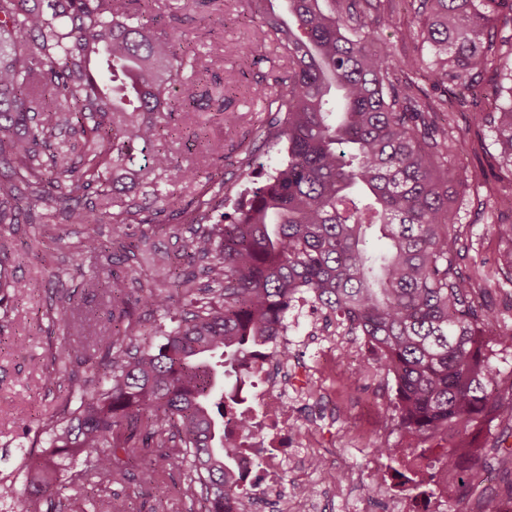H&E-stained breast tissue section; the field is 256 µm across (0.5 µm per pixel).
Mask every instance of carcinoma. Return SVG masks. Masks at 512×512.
Segmentation results:
<instances>
[{"label":"carcinoma","instance_id":"carcinoma-1","mask_svg":"<svg viewBox=\"0 0 512 512\" xmlns=\"http://www.w3.org/2000/svg\"><path fill=\"white\" fill-rule=\"evenodd\" d=\"M0 0V224H101L84 203L123 178L153 189L162 180H194L163 147L166 126L150 118L186 112L199 96L198 77L181 49L178 26L156 31L149 0ZM246 0L260 20L248 46L225 54L265 57L267 41L288 69L263 94L269 119L244 139L240 164L259 144L284 143L286 157L223 223L208 191L177 210L191 226L181 260L207 261L185 273L172 257L153 263L158 280L142 275L124 228L143 224L140 208L111 213L112 236L92 232L70 243L73 261L94 252L126 264L91 287L112 300L111 325L95 361L80 345L62 347L50 379L65 380L69 397L38 427V452L19 466L28 489L25 512L53 510L67 486L99 496L138 476L159 512L176 490L224 512L234 497L251 512L254 497L233 474L239 446L224 431L227 377L247 375L252 352L287 333L288 311L305 300L325 322L360 336L393 379V411L411 452L435 457L416 472L427 493L448 474V495L468 490L458 460L474 458L473 430L485 419L512 429V384L493 394L499 370L490 350L505 339L491 328L495 312L473 298L486 281L482 266H462L452 204L457 178L448 174L455 138L439 122L448 101L412 75L508 101L489 124L498 168L512 175V85L480 88L493 72L512 81V60L496 54L497 37L512 29V0H419L420 26L400 32L428 45L429 59L399 62L376 47L391 24L376 0H286V14ZM28 285L0 266V309ZM175 322L160 343L140 347L138 311ZM443 452L425 444L442 436ZM84 457V468L60 480V460Z\"/></svg>","mask_w":512,"mask_h":512}]
</instances>
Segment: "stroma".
I'll list each match as a JSON object with an SVG mask.
<instances>
[{
  "label": "stroma",
  "instance_id": "1",
  "mask_svg": "<svg viewBox=\"0 0 512 512\" xmlns=\"http://www.w3.org/2000/svg\"><path fill=\"white\" fill-rule=\"evenodd\" d=\"M245 0H216L209 8L204 22L186 26V51L196 54L202 63L211 65L221 80L235 85V102L240 116L234 126H227L217 115L209 97H202L196 110L175 112L178 126L205 125L208 140L204 144L186 147L185 137L166 139L165 147L178 157L182 165L196 168L200 176L192 182H177L167 187L170 205L190 204L198 194L208 189L210 182L226 181L224 209L232 211L240 197L263 184L268 173L284 157L283 145H273L251 166L239 163L234 149L240 130H260L266 119L262 103L250 85L239 83V72L246 63L224 56L229 42L247 43L258 31L257 22L245 16ZM381 10L392 17V27L383 29L381 43L396 60L418 57L426 52L420 39L401 38L403 29H418L420 20L410 0H381ZM492 102L485 98L467 99L464 105L448 110V129L463 140L462 149L452 152L448 165L461 178H469L478 168H491L496 154L493 132L481 114L491 112ZM139 205L144 223L127 226L131 241L145 242L149 252L178 255L191 235L188 225L172 216L170 210L158 212L157 204L146 188L129 184L119 185L114 198L89 199V206L101 214L112 211L113 199ZM163 222L164 230L152 227L153 221ZM457 227L463 239L470 243L467 260L482 265L491 278L483 285L477 300L487 303L498 315V330H512V283L495 277L499 253L512 247V242L498 236L495 227L512 224V189L496 196H487L484 189L466 188L459 212ZM88 231L83 224H62L57 228L59 242L43 238L39 225L25 224L19 231L10 225L0 226V241L5 242L8 271L22 277L30 285L29 293L12 302L7 313H0V478L14 474L21 450L30 448L34 434L24 431L17 419L28 414L45 417L53 413L68 396L66 382L48 380L51 354L63 342L62 328L49 323V308L66 307L69 301L80 303L83 310L103 316L106 302L86 283L95 279L108 280L112 267L96 254L86 255L81 268L72 265L67 243L77 241ZM312 393L327 392L336 397L334 420L302 421L295 434L300 441H316L324 457L323 467L312 469L305 477L310 490L324 491L332 485L334 476L343 482L336 488L337 498L348 501L346 512H384L385 482L383 475L389 460L377 453L378 444H401L402 438L391 417L395 389L383 372L377 370L354 373L348 365H340L335 373L313 375L308 386ZM505 429L504 424H487L482 435L484 450L469 464L473 479L467 497L449 501L445 512H477L478 501L487 495H504L512 476L506 475L496 450V441ZM333 486V485H332ZM63 512H131L144 495L135 479L114 485L111 495L98 497L90 489L72 487L65 492Z\"/></svg>",
  "mask_w": 512,
  "mask_h": 512
}]
</instances>
